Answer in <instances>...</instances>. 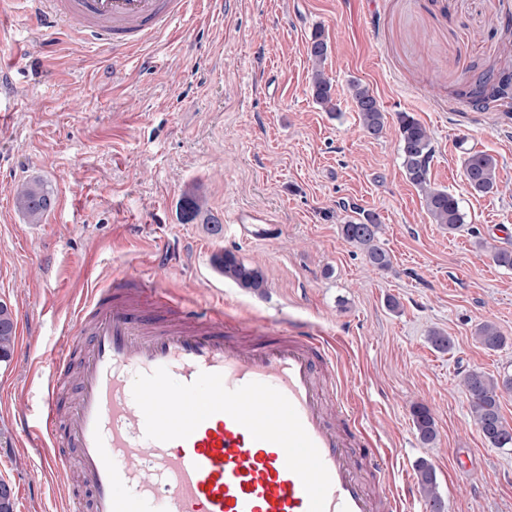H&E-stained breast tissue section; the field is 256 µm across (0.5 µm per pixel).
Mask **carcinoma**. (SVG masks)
I'll use <instances>...</instances> for the list:
<instances>
[{
  "label": "carcinoma",
  "mask_w": 512,
  "mask_h": 512,
  "mask_svg": "<svg viewBox=\"0 0 512 512\" xmlns=\"http://www.w3.org/2000/svg\"><path fill=\"white\" fill-rule=\"evenodd\" d=\"M307 52L312 62L310 86L313 97L326 110L333 111L336 104L332 83L323 67L328 54V43L322 32L317 31L312 35ZM511 69L512 66L506 64L498 68L492 67L484 73L469 91L472 105L486 110L490 102L509 98L506 79ZM351 96L359 112L363 129L373 137L383 135L387 126L386 115L376 97L357 81L351 83ZM397 122L399 150L406 178L422 193L424 206L432 223L442 225L450 233L458 230L464 223L458 198L431 184L430 163L434 148L428 129L407 112L398 113ZM496 170L495 159L485 153L468 156L464 165L466 181L470 189L477 193H489L494 190ZM16 204L29 223L38 224L51 207V196L41 187L26 185L17 190ZM200 211V199L191 191L185 193L182 200L184 220H195ZM379 231L380 224L377 218L369 213L341 226L344 240L361 248L366 262L371 267L387 270L392 266V258L379 242ZM213 263L224 278L240 288L261 293L267 287L262 269L243 261L231 251L215 254ZM476 335L480 344L489 350H497L506 343L497 326L490 322L482 324ZM15 338L16 323L12 311L6 304L0 302V362L11 359ZM462 386L469 394L475 426L483 438L493 448H511L512 427L501 415L498 392L512 390V376H505L498 381L479 369H471L464 374ZM411 417L421 441L432 442L436 438V429L430 410L423 405H415L411 409ZM417 477L431 512H444L443 501L436 490V477L432 466L423 460L420 461L417 465Z\"/></svg>",
  "instance_id": "obj_1"
}]
</instances>
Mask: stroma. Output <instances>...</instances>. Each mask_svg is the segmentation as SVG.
Masks as SVG:
<instances>
[{
  "mask_svg": "<svg viewBox=\"0 0 512 512\" xmlns=\"http://www.w3.org/2000/svg\"><path fill=\"white\" fill-rule=\"evenodd\" d=\"M511 16L512 0H197L123 54L63 33L28 40L25 19L0 4V302L27 346L0 363V479L15 512H61L74 489L38 471L11 430L41 395L27 350L66 340L89 290L128 273L188 306L222 307L239 328L266 322L334 347L336 391L408 512L423 500L422 460L446 512H512V448L484 441L460 383L475 368L512 375V270L491 258L492 247L512 250V117L467 98L479 75L512 59ZM318 29L333 113L309 85ZM354 81L384 110L382 137L362 130ZM401 112L432 136L431 183L465 216L455 232L431 223L405 176ZM476 152L497 161L493 192L465 181ZM24 184L51 193L41 223L15 204ZM189 190L203 207L186 224ZM242 210L275 219L273 237L232 229ZM363 211L382 226L389 270H372L342 237ZM211 217L222 236L211 235ZM225 250L263 269V293L217 272L213 257ZM484 322L505 336L502 348L476 340ZM434 328L451 336V351L431 347ZM416 404L435 420L433 442L413 427Z\"/></svg>",
  "mask_w": 512,
  "mask_h": 512,
  "instance_id": "1",
  "label": "stroma"
}]
</instances>
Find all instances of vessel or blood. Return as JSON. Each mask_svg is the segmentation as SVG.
Segmentation results:
<instances>
[{"instance_id": "obj_1", "label": "vessel or blood", "mask_w": 512, "mask_h": 512, "mask_svg": "<svg viewBox=\"0 0 512 512\" xmlns=\"http://www.w3.org/2000/svg\"><path fill=\"white\" fill-rule=\"evenodd\" d=\"M31 30L134 49L183 17L190 0H12ZM75 336L35 353L45 402L20 414L18 431L41 450L44 471L82 484L68 512H309L301 479L279 445L253 439L231 416L217 413L185 439L145 435L132 387L137 375L166 368L183 384L218 373L227 389L270 385L292 403L331 478L325 512H400L380 499L364 468L380 456L364 429L337 425L342 398L328 400L323 374L335 358L315 336L256 323L252 340L225 325L220 308L192 309L161 287L123 276L78 306Z\"/></svg>"}]
</instances>
